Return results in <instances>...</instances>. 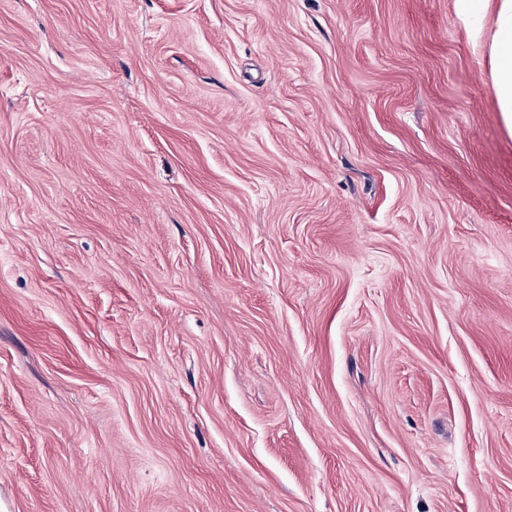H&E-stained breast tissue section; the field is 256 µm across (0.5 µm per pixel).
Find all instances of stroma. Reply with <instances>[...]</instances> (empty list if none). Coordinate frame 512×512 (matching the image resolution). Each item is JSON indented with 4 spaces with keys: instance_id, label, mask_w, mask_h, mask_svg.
<instances>
[{
    "instance_id": "1",
    "label": "stroma",
    "mask_w": 512,
    "mask_h": 512,
    "mask_svg": "<svg viewBox=\"0 0 512 512\" xmlns=\"http://www.w3.org/2000/svg\"><path fill=\"white\" fill-rule=\"evenodd\" d=\"M484 5L0 0V512H512Z\"/></svg>"
}]
</instances>
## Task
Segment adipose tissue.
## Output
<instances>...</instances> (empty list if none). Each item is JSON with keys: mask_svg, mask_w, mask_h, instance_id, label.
Masks as SVG:
<instances>
[{"mask_svg": "<svg viewBox=\"0 0 512 512\" xmlns=\"http://www.w3.org/2000/svg\"><path fill=\"white\" fill-rule=\"evenodd\" d=\"M491 55L495 100L507 130L512 132V0H500Z\"/></svg>", "mask_w": 512, "mask_h": 512, "instance_id": "ef3b65f1", "label": "adipose tissue"}]
</instances>
